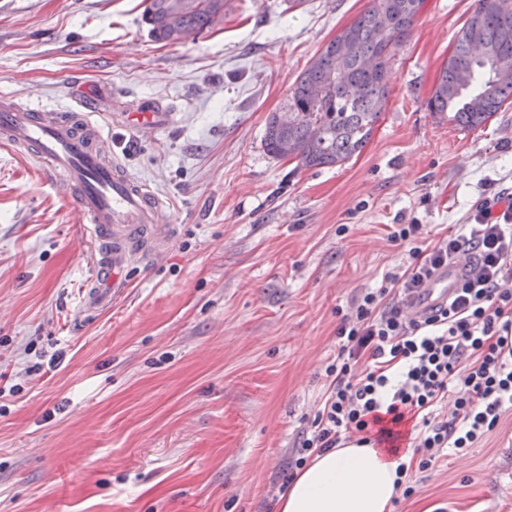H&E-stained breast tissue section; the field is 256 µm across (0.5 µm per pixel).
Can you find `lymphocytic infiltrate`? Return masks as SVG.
Returning <instances> with one entry per match:
<instances>
[{
    "label": "lymphocytic infiltrate",
    "instance_id": "f902f5d3",
    "mask_svg": "<svg viewBox=\"0 0 512 512\" xmlns=\"http://www.w3.org/2000/svg\"><path fill=\"white\" fill-rule=\"evenodd\" d=\"M419 224H396L403 273L361 292L337 329L339 349L310 429L301 431L283 483L315 453L353 443L399 456L409 439L419 468L466 455L512 407V194L501 214L479 207L469 234L427 242ZM464 260L447 305L412 317L407 307L435 273Z\"/></svg>",
    "mask_w": 512,
    "mask_h": 512
}]
</instances>
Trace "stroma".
Returning <instances> with one entry per match:
<instances>
[{
  "label": "stroma",
  "instance_id": "35a3bbf8",
  "mask_svg": "<svg viewBox=\"0 0 512 512\" xmlns=\"http://www.w3.org/2000/svg\"><path fill=\"white\" fill-rule=\"evenodd\" d=\"M475 0H424L359 156L319 169L267 153L265 119L368 0H230L194 40L155 41L145 0H0V95L65 109L71 74L173 106L113 133L171 202L173 239L99 315L74 209L0 146V512H277L353 300L406 265L395 224L463 233L512 192V105L463 130L426 109ZM53 369L27 374L41 353ZM399 512H512V409L467 455L410 469Z\"/></svg>",
  "mask_w": 512,
  "mask_h": 512
}]
</instances>
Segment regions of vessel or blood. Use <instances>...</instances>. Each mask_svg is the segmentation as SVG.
I'll return each instance as SVG.
<instances>
[{
    "label": "vessel or blood",
    "instance_id": "1",
    "mask_svg": "<svg viewBox=\"0 0 512 512\" xmlns=\"http://www.w3.org/2000/svg\"><path fill=\"white\" fill-rule=\"evenodd\" d=\"M68 88L65 116L0 95V145L41 163L45 177L61 183L73 205L92 269L78 306L79 314L88 317L122 294L135 266L164 250L172 235L167 199L116 159L110 132L128 128L140 136L153 134L172 123L174 112L148 101L111 113L101 108L86 80L72 78ZM460 278L459 266L441 269L421 290L411 316L445 305Z\"/></svg>",
    "mask_w": 512,
    "mask_h": 512
}]
</instances>
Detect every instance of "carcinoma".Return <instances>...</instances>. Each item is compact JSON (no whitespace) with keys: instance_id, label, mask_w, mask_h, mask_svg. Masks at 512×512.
I'll return each mask as SVG.
<instances>
[{"instance_id":"cac0c4a2","label":"carcinoma","mask_w":512,"mask_h":512,"mask_svg":"<svg viewBox=\"0 0 512 512\" xmlns=\"http://www.w3.org/2000/svg\"><path fill=\"white\" fill-rule=\"evenodd\" d=\"M424 0H369L296 78L285 106L265 121L264 145L301 167H332L359 155L384 113L393 50L409 37ZM228 0H150L151 37L178 43L224 21ZM512 104V0H475L441 65L426 107L464 130Z\"/></svg>"}]
</instances>
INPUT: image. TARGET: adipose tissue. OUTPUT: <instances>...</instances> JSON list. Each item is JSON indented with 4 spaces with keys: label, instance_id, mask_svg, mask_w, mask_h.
<instances>
[{
    "label": "adipose tissue",
    "instance_id": "adipose-tissue-1",
    "mask_svg": "<svg viewBox=\"0 0 512 512\" xmlns=\"http://www.w3.org/2000/svg\"><path fill=\"white\" fill-rule=\"evenodd\" d=\"M397 466L369 445L314 454L280 495L279 512H389Z\"/></svg>",
    "mask_w": 512,
    "mask_h": 512
}]
</instances>
